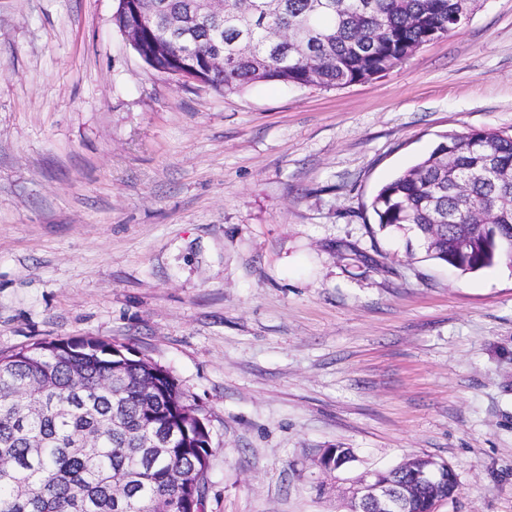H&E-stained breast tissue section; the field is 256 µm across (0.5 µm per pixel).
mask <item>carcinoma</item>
Segmentation results:
<instances>
[{
    "label": "carcinoma",
    "instance_id": "obj_1",
    "mask_svg": "<svg viewBox=\"0 0 512 512\" xmlns=\"http://www.w3.org/2000/svg\"><path fill=\"white\" fill-rule=\"evenodd\" d=\"M190 0L118 3L113 24L154 70L175 76L193 32V79L224 94L256 83L341 88L372 81L424 44L457 32L474 0H224V26ZM379 228H403L462 272L512 266V135L449 134L381 186ZM211 448L206 409L165 367L93 336L0 352V512H200ZM402 463L406 512L453 497Z\"/></svg>",
    "mask_w": 512,
    "mask_h": 512
}]
</instances>
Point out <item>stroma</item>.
Returning <instances> with one entry per match:
<instances>
[{"label":"stroma","mask_w":512,"mask_h":512,"mask_svg":"<svg viewBox=\"0 0 512 512\" xmlns=\"http://www.w3.org/2000/svg\"><path fill=\"white\" fill-rule=\"evenodd\" d=\"M116 8L0 0V351L166 367L208 412L205 512H347L415 456L456 474L436 512H512V267L429 259L369 208L442 135L512 134V0L367 83L224 95L152 70Z\"/></svg>","instance_id":"stroma-1"}]
</instances>
